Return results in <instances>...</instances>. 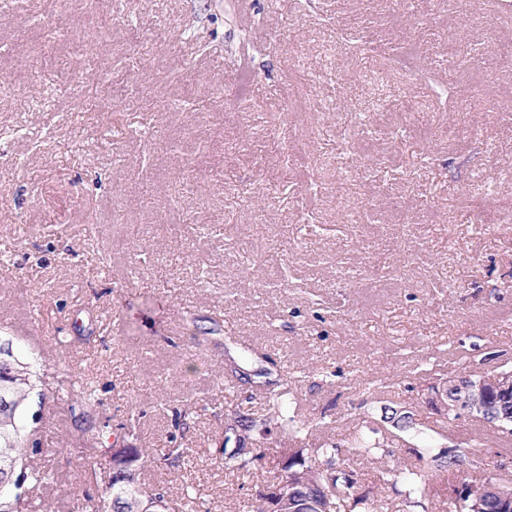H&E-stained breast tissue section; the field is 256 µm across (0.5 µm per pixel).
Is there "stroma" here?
Masks as SVG:
<instances>
[{
  "mask_svg": "<svg viewBox=\"0 0 512 512\" xmlns=\"http://www.w3.org/2000/svg\"><path fill=\"white\" fill-rule=\"evenodd\" d=\"M490 0H24L0 12V337L45 354L41 424L55 512H87L102 462L62 402L83 376L124 443L191 451L210 512L227 492L223 327L249 368L299 374L289 405L356 464L358 491L402 502L380 473L461 448L512 479V435L427 404L434 375L512 365V84L459 65L504 37ZM115 78L141 94L97 112L59 95ZM469 89L454 111L435 84ZM373 126L377 139L355 138ZM379 201V218L363 209ZM218 326L194 341L196 326ZM421 432L358 461L349 432ZM184 411L183 424L174 421ZM388 410L391 411V414L390 416H385L384 421L390 423L391 427L401 433L414 435L420 433L421 423L416 422L413 412L408 411L398 403H396L395 406L388 407Z\"/></svg>",
  "mask_w": 512,
  "mask_h": 512,
  "instance_id": "obj_1",
  "label": "stroma"
}]
</instances>
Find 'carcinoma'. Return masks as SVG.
<instances>
[{
    "mask_svg": "<svg viewBox=\"0 0 512 512\" xmlns=\"http://www.w3.org/2000/svg\"><path fill=\"white\" fill-rule=\"evenodd\" d=\"M42 356L24 357L18 353L0 355V402L8 401L9 407L0 406V512H26L33 506L34 491L55 479L51 453L42 448L34 423L32 406H44L47 394L37 369ZM248 353L239 352V358L229 357L224 367L227 380L225 390L235 391L242 386L256 388L260 398L257 406L247 410L235 406L224 410V434L238 443L236 448L222 445L216 449L215 463L224 469L227 477L243 478L251 475L255 462L263 459L261 448L267 444L270 425H281L291 441L298 442L301 429L295 419L288 416L290 390H276L269 381L258 382L255 374L244 363ZM504 367L484 373H468L442 377L436 386L443 390L445 402H452L463 395L469 384L484 380L486 389L473 408L471 415L493 424L497 428H512V378H496ZM72 405L81 408V432L97 429L92 409L99 403L96 390L83 377L70 384ZM391 414L384 421L401 433L416 434L420 424L413 412L400 405L390 406ZM394 439L387 436L368 437L356 435L352 447L363 456L374 457L377 453H390ZM188 448H125L117 452L108 445L104 448L108 462L104 477L98 478L95 466L89 474L96 482L97 498L92 512H142L152 510L150 504L156 500H168L164 487H148L142 482L144 468L160 464L167 468L182 466L189 457ZM427 463L420 470L403 469L395 477L404 481L408 494L403 503L407 508H421L428 512L429 505L438 503V512H474L475 500H480L481 512H503L504 501L496 494L486 492L494 478L482 469H473L469 481L445 487L439 492L438 476L470 466L467 453L459 448H450L438 453L426 449ZM43 455L46 465L33 469L28 459ZM338 445L327 448H292L272 460L274 479L266 490L259 492L247 503L248 512H400L393 504L379 495L365 492L353 495L350 490L357 483V473L338 458Z\"/></svg>",
    "mask_w": 512,
    "mask_h": 512,
    "instance_id": "1",
    "label": "carcinoma"
}]
</instances>
